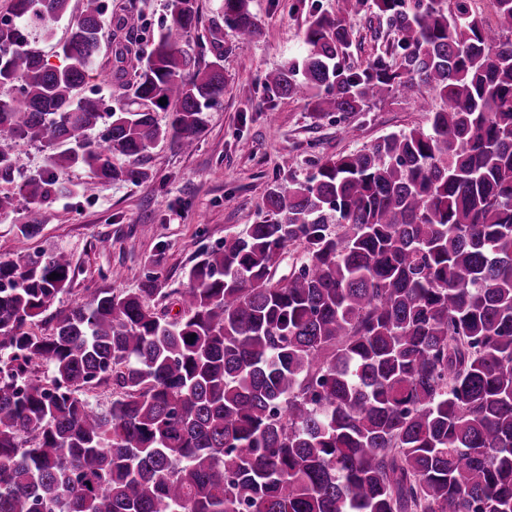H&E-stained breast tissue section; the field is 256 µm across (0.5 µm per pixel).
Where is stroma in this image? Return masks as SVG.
<instances>
[{
  "instance_id": "obj_1",
  "label": "stroma",
  "mask_w": 512,
  "mask_h": 512,
  "mask_svg": "<svg viewBox=\"0 0 512 512\" xmlns=\"http://www.w3.org/2000/svg\"><path fill=\"white\" fill-rule=\"evenodd\" d=\"M102 50L80 95L101 96L118 104L111 74L122 40L119 16L140 17L143 49H150L170 22L168 0H104ZM260 33L239 45L225 26L219 0H199L200 30L216 29L224 45V97L206 114V124L191 151L161 142L141 161L149 174L138 183L99 184L90 196H60L40 209L41 232L23 237L25 201L0 215V261L37 252L63 250L72 258L73 283L55 310L66 311L88 300L95 288L135 291L155 271L167 287H185L186 271L207 250L223 245L230 234L245 233L261 216L270 185L302 181L326 159L356 152L387 134L428 127L415 97L398 92L353 114L315 112L307 101L284 99L264 84L301 44L314 12L333 14L337 0H248ZM353 31V60L362 64L389 49L393 33L370 4L348 17ZM123 277L115 281L112 270Z\"/></svg>"
}]
</instances>
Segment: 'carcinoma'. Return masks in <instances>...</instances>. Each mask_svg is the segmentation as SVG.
Returning a JSON list of instances; mask_svg holds the SVG:
<instances>
[{"label":"carcinoma","instance_id":"obj_1","mask_svg":"<svg viewBox=\"0 0 512 512\" xmlns=\"http://www.w3.org/2000/svg\"><path fill=\"white\" fill-rule=\"evenodd\" d=\"M361 2L311 15L305 52L266 87L346 114L417 92L428 128L270 186L266 218L204 252L186 287L100 288L45 334L28 326L70 290L71 259L0 262V512H512V0H492V24L468 0H373L396 58L356 67L346 15ZM67 5L12 14L49 36ZM168 7L133 72L131 43L115 50L110 111L74 98L102 0L70 22L60 67L0 22V85L19 86L0 99V213L22 197L37 214L59 170L136 183L159 142L194 147L224 51L210 32L215 60L197 67L199 0ZM223 10L252 42L248 0ZM18 141L67 148L19 183ZM288 247L300 265L276 280ZM171 295L173 317L152 304ZM101 386L105 407L88 396Z\"/></svg>","mask_w":512,"mask_h":512}]
</instances>
